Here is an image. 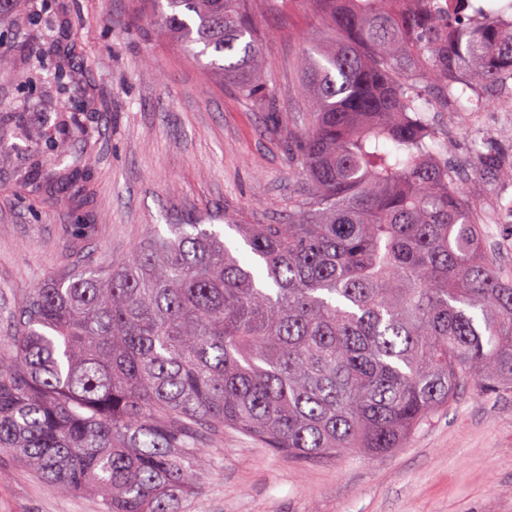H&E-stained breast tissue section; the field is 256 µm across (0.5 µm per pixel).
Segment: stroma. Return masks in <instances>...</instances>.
Listing matches in <instances>:
<instances>
[{
    "label": "stroma",
    "mask_w": 512,
    "mask_h": 512,
    "mask_svg": "<svg viewBox=\"0 0 512 512\" xmlns=\"http://www.w3.org/2000/svg\"><path fill=\"white\" fill-rule=\"evenodd\" d=\"M9 0L0 10V332L48 275L126 256L154 225L275 224L302 191L289 129L301 126L305 75L328 31L304 0H255L266 90L244 98L160 30L137 0ZM40 56L44 78L30 75ZM62 81H55V73ZM419 110L445 160L472 161L468 125L429 78ZM80 180L67 193L28 171L60 144ZM202 489L176 512H512V394L470 390L402 445L371 456L277 455L245 436L209 438ZM0 512H99L95 497L46 485L0 450Z\"/></svg>",
    "instance_id": "obj_1"
}]
</instances>
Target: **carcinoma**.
Masks as SVG:
<instances>
[{"label": "carcinoma", "instance_id": "1", "mask_svg": "<svg viewBox=\"0 0 512 512\" xmlns=\"http://www.w3.org/2000/svg\"><path fill=\"white\" fill-rule=\"evenodd\" d=\"M161 30L261 92L254 0H146ZM334 33L288 130L304 193L279 224H169L103 268L30 289L0 336V449L100 512H173L234 431L299 460L399 447L462 389L512 392V274L448 168L427 163L420 73L507 91L512 29L464 39L394 0H305ZM57 155L56 188L81 175Z\"/></svg>", "mask_w": 512, "mask_h": 512}]
</instances>
